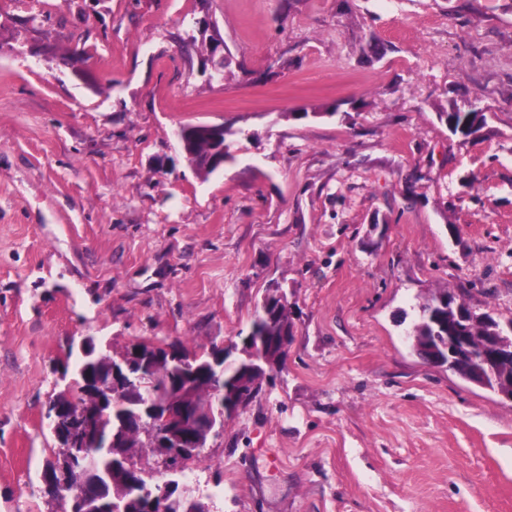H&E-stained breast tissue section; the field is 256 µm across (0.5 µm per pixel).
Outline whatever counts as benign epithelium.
<instances>
[{
  "label": "benign epithelium",
  "instance_id": "7a95c632",
  "mask_svg": "<svg viewBox=\"0 0 512 512\" xmlns=\"http://www.w3.org/2000/svg\"><path fill=\"white\" fill-rule=\"evenodd\" d=\"M235 345L218 346L211 351V363L205 374L216 378L225 367L233 364L229 360L230 352ZM252 358L267 366L275 364L277 354L269 347L266 340L257 337L250 347L246 348ZM140 362L150 368L165 364L162 359L149 355V351L140 345H133L127 360L112 363V369L107 374H99L95 379L96 407L89 408L80 403L62 406L53 402L49 406L48 426L55 438H64L68 447L83 454L90 440L99 439L100 426L97 422L99 410L110 397L120 398L126 405L132 406L123 422L143 425L149 429L153 447L159 449L165 457L168 471L179 472L171 467L175 461L185 465L194 459L205 446L208 439L217 438L224 433V393L217 394L211 402L200 404L188 387L176 390L165 399L155 395L152 376L135 369L134 362ZM124 432L122 428L111 438L110 445L119 453V473L122 485L136 482L138 471L131 465L124 448ZM43 482L56 483L61 487L70 484L69 473L53 467L45 469ZM175 484L171 480L164 481L146 495V512H179L181 501L174 497Z\"/></svg>",
  "mask_w": 512,
  "mask_h": 512
}]
</instances>
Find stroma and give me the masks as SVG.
<instances>
[{"label": "stroma", "mask_w": 512, "mask_h": 512, "mask_svg": "<svg viewBox=\"0 0 512 512\" xmlns=\"http://www.w3.org/2000/svg\"><path fill=\"white\" fill-rule=\"evenodd\" d=\"M187 123L235 132L209 178ZM276 280L288 348L179 496L512 512V401L405 343L444 284L512 321V0H0V512H60L72 345L235 343ZM439 118L448 125L452 134H461L465 137L473 131L477 123L479 126L484 120L483 115L477 112H458L453 109L440 113Z\"/></svg>", "instance_id": "stroma-1"}]
</instances>
